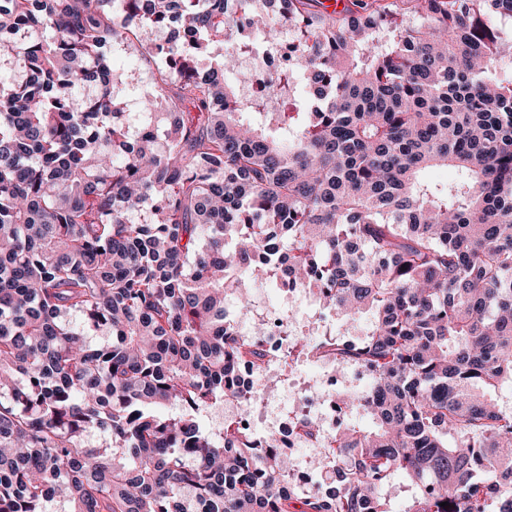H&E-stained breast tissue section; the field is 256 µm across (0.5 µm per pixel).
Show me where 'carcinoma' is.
<instances>
[{"mask_svg":"<svg viewBox=\"0 0 512 512\" xmlns=\"http://www.w3.org/2000/svg\"><path fill=\"white\" fill-rule=\"evenodd\" d=\"M317 4L0 0V512H512V0ZM144 26L170 33L132 102L112 50ZM259 276L368 317L314 352L365 374L342 403L374 428L305 493L276 436L201 423L265 361L229 314ZM287 50L284 45L279 44L276 48L267 47L261 54L260 60L256 62L257 83H254L247 89V94H253L260 91L261 85L270 76L276 74L285 67Z\"/></svg>","mask_w":512,"mask_h":512,"instance_id":"cac0c4a2","label":"carcinoma"}]
</instances>
